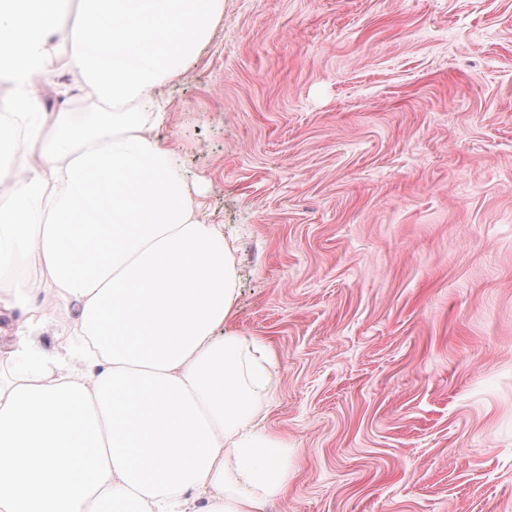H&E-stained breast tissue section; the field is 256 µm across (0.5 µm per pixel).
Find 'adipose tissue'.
Instances as JSON below:
<instances>
[{
	"mask_svg": "<svg viewBox=\"0 0 512 512\" xmlns=\"http://www.w3.org/2000/svg\"><path fill=\"white\" fill-rule=\"evenodd\" d=\"M72 0H0V294L27 329L78 301L80 367L24 336L0 382V512H259L288 485V455L257 422L272 356L219 335L234 301L231 250L202 191L155 134L224 0H80L75 88L104 112H46ZM40 270L33 262L29 260H20L15 271L12 274L1 276L0 274V289L13 288L15 284H20L34 278H39Z\"/></svg>",
	"mask_w": 512,
	"mask_h": 512,
	"instance_id": "obj_1",
	"label": "adipose tissue"
}]
</instances>
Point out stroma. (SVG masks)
Segmentation results:
<instances>
[{"label": "stroma", "mask_w": 512, "mask_h": 512, "mask_svg": "<svg viewBox=\"0 0 512 512\" xmlns=\"http://www.w3.org/2000/svg\"><path fill=\"white\" fill-rule=\"evenodd\" d=\"M72 51L44 111L102 108L62 95ZM164 97L231 247L226 329L275 358L262 512H512V0H224Z\"/></svg>", "instance_id": "35a3bbf8"}]
</instances>
